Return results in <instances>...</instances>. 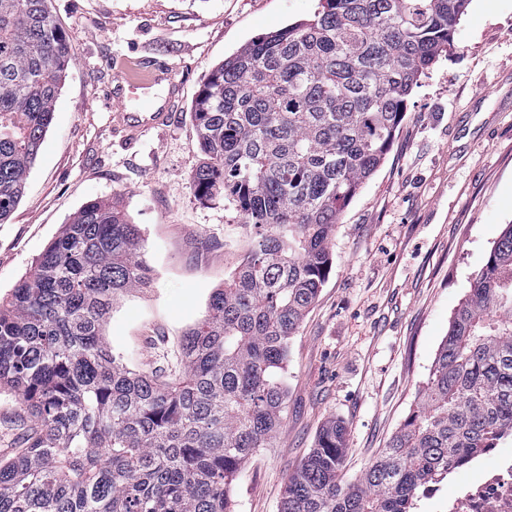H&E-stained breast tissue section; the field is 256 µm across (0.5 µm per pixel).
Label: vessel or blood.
<instances>
[{"label": "vessel or blood", "instance_id": "1", "mask_svg": "<svg viewBox=\"0 0 512 512\" xmlns=\"http://www.w3.org/2000/svg\"><path fill=\"white\" fill-rule=\"evenodd\" d=\"M167 83L170 92L169 98H162L155 93V86ZM138 90L140 109L136 112L125 111L124 106L129 101L131 90ZM180 89L168 64L158 63L152 68L150 74L136 78L125 77L112 86L110 92L114 104L121 106L120 121L128 136L134 137L146 133L149 129L159 126L167 121L170 116V108L173 104L172 97Z\"/></svg>", "mask_w": 512, "mask_h": 512}]
</instances>
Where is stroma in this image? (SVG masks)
<instances>
[{"instance_id": "obj_1", "label": "stroma", "mask_w": 512, "mask_h": 512, "mask_svg": "<svg viewBox=\"0 0 512 512\" xmlns=\"http://www.w3.org/2000/svg\"><path fill=\"white\" fill-rule=\"evenodd\" d=\"M316 0H49L72 55L17 208L0 224V298L87 201L119 199L145 238L150 288L119 300L108 345L150 370L174 355L237 262L247 226L223 195L197 199L205 156L192 106L210 70ZM167 63L183 79L165 126L115 131V79ZM512 224V0H471L447 54L421 77L384 163L345 208L333 265L291 341L284 422L247 462L235 512H279L322 425L347 427L343 472L360 476L400 429L459 302ZM29 422L0 394V455Z\"/></svg>"}]
</instances>
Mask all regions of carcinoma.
Returning a JSON list of instances; mask_svg holds the SVG:
<instances>
[{
  "label": "carcinoma",
  "instance_id": "obj_1",
  "mask_svg": "<svg viewBox=\"0 0 512 512\" xmlns=\"http://www.w3.org/2000/svg\"><path fill=\"white\" fill-rule=\"evenodd\" d=\"M471 0H317L308 19L216 65L194 102L208 157L194 195L251 226L241 259L174 365L127 366L104 332L150 285L140 225L89 201L0 300V392L32 427L0 457V512H234L232 484L269 446L290 341L333 264L341 215L383 164L421 75ZM71 59L47 0H0V223L20 202ZM512 425V224L454 312L400 430L355 481L347 429H320L280 512H410L426 485Z\"/></svg>",
  "mask_w": 512,
  "mask_h": 512
}]
</instances>
